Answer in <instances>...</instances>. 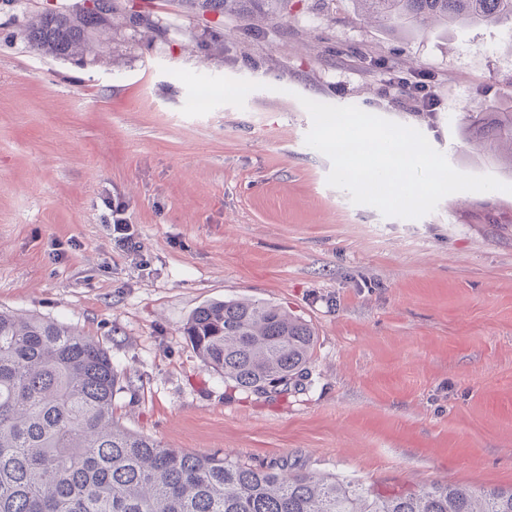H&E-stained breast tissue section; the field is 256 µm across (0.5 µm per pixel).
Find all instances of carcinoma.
Here are the masks:
<instances>
[{"label":"carcinoma","mask_w":512,"mask_h":512,"mask_svg":"<svg viewBox=\"0 0 512 512\" xmlns=\"http://www.w3.org/2000/svg\"><path fill=\"white\" fill-rule=\"evenodd\" d=\"M384 24H512V0H354ZM35 55L80 64L102 49L115 0H60L38 12L0 0ZM134 34L168 28L140 13ZM470 149L512 175V109L459 119ZM184 335L204 365L253 394L298 385L316 337L304 319L268 303L230 299L198 307ZM119 375L80 331L0 310V512H512V487L480 492L448 482L382 495L353 480L316 477L286 461L251 465L218 453L167 448L112 417Z\"/></svg>","instance_id":"carcinoma-1"}]
</instances>
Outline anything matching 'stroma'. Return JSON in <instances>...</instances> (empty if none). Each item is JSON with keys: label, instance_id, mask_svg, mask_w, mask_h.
Wrapping results in <instances>:
<instances>
[{"label": "stroma", "instance_id": "obj_1", "mask_svg": "<svg viewBox=\"0 0 512 512\" xmlns=\"http://www.w3.org/2000/svg\"><path fill=\"white\" fill-rule=\"evenodd\" d=\"M96 62L44 59L0 13V309L77 328L119 372L112 413L163 445L286 458L383 494L432 482L512 486V193L459 192L418 219L330 187L301 98L422 132L457 170L492 173L462 113L512 103V28L418 35L353 0H117ZM171 26L146 41L124 8ZM177 69L258 83L199 117ZM438 77L441 106L385 97L391 73ZM142 244L115 245L105 199ZM247 298L306 319L301 385L260 396L206 367L182 326Z\"/></svg>", "mask_w": 512, "mask_h": 512}]
</instances>
